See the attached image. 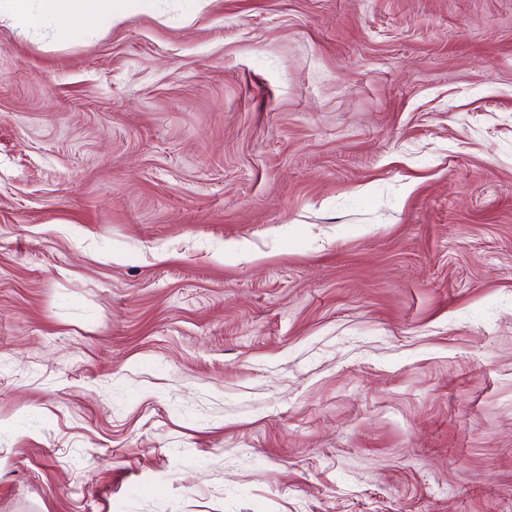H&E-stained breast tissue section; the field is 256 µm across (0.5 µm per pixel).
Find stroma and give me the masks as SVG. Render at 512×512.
Listing matches in <instances>:
<instances>
[{"label": "stroma", "instance_id": "1", "mask_svg": "<svg viewBox=\"0 0 512 512\" xmlns=\"http://www.w3.org/2000/svg\"><path fill=\"white\" fill-rule=\"evenodd\" d=\"M0 512H512V0L1 17Z\"/></svg>", "mask_w": 512, "mask_h": 512}]
</instances>
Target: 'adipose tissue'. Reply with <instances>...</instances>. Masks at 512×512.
<instances>
[{"label": "adipose tissue", "instance_id": "obj_1", "mask_svg": "<svg viewBox=\"0 0 512 512\" xmlns=\"http://www.w3.org/2000/svg\"><path fill=\"white\" fill-rule=\"evenodd\" d=\"M153 0H0L6 13L21 32L56 27L68 33L69 23L82 29L109 28L127 19L130 9L149 10Z\"/></svg>", "mask_w": 512, "mask_h": 512}]
</instances>
